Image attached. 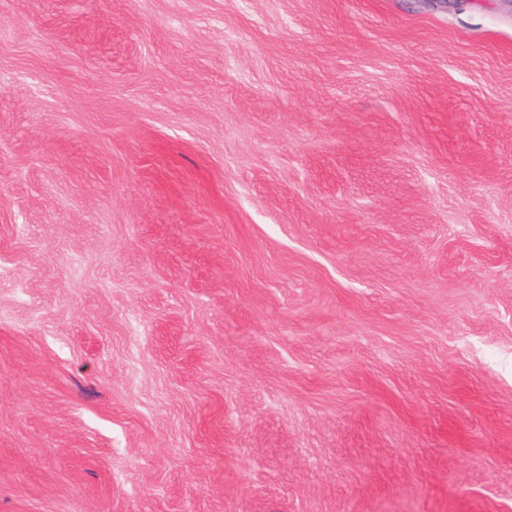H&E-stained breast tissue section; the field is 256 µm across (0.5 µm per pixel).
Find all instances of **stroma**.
<instances>
[{"mask_svg":"<svg viewBox=\"0 0 512 512\" xmlns=\"http://www.w3.org/2000/svg\"><path fill=\"white\" fill-rule=\"evenodd\" d=\"M0 512H512V0H0Z\"/></svg>","mask_w":512,"mask_h":512,"instance_id":"obj_1","label":"stroma"}]
</instances>
